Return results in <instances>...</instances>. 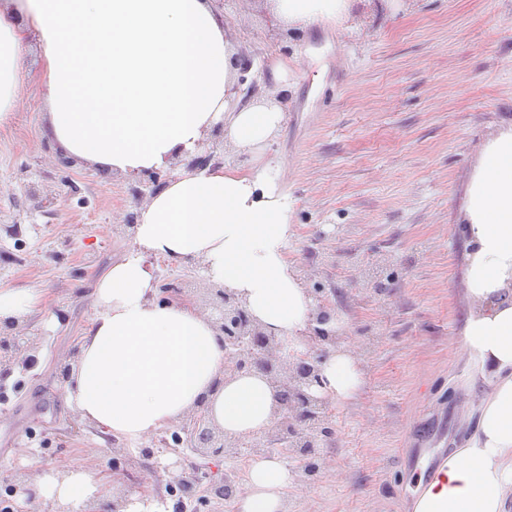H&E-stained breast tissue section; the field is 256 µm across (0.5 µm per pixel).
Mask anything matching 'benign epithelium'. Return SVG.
I'll return each mask as SVG.
<instances>
[{"instance_id": "7a95c632", "label": "benign epithelium", "mask_w": 512, "mask_h": 512, "mask_svg": "<svg viewBox=\"0 0 512 512\" xmlns=\"http://www.w3.org/2000/svg\"><path fill=\"white\" fill-rule=\"evenodd\" d=\"M168 299L195 300L196 290L183 283L162 289ZM313 300L312 320L297 334L304 350L294 347V340L267 331L246 309L243 301L226 288L207 289L210 295V317L224 336V351L232 362L231 374L259 371L277 388L278 405L273 425L246 436H228L213 424L200 408L182 419L170 436H162L167 449L182 444L207 457H226L243 451L262 454L269 448L288 450L300 460L315 457L324 438L331 432L329 402L312 393L320 384L324 346L338 347L341 337L330 326L333 316L328 296L322 288H309ZM19 319L0 321V371L15 366L26 370L33 361L28 351L33 342L22 333ZM6 495L0 494V512H28L24 506L36 499L34 486L21 479L1 482Z\"/></svg>"}]
</instances>
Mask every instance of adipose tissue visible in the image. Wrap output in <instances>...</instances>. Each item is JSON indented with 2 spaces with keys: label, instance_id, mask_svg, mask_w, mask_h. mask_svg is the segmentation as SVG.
<instances>
[{
  "label": "adipose tissue",
  "instance_id": "1",
  "mask_svg": "<svg viewBox=\"0 0 512 512\" xmlns=\"http://www.w3.org/2000/svg\"><path fill=\"white\" fill-rule=\"evenodd\" d=\"M284 28L306 31L347 20L356 0H267ZM41 68L28 64L31 45ZM243 52L211 0H0V122L42 88L47 133L75 161L136 177L193 154L216 126L255 152L277 134L274 97L288 70H270L272 95L240 103ZM287 171L242 173L209 165L173 176L140 207L133 247L93 284L94 313L82 330L66 402L85 422L144 443L204 409L225 434L273 423L276 390L261 373L226 375L224 338L193 302L161 300L152 262L198 264L209 284L241 298L266 330H304L312 300L288 261L295 234ZM466 293L471 308L462 356L483 385L466 447L435 469L413 512H512V128L482 151L469 187ZM317 395L351 399L363 380L353 348L332 349ZM296 476L279 456L252 458L239 512H286ZM45 499L104 512H166L150 494L69 464L41 476Z\"/></svg>",
  "mask_w": 512,
  "mask_h": 512
}]
</instances>
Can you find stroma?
Instances as JSON below:
<instances>
[{
    "label": "stroma",
    "instance_id": "1",
    "mask_svg": "<svg viewBox=\"0 0 512 512\" xmlns=\"http://www.w3.org/2000/svg\"><path fill=\"white\" fill-rule=\"evenodd\" d=\"M253 64L288 65L281 130L261 153L224 146L244 171L283 165L296 236L288 258L305 286L324 288L336 332L364 373L350 400L330 405L317 458L286 457L292 512H413L423 479L465 447L478 389L458 358L465 293L468 189L483 147L512 127V0H359L343 25L290 36L263 0H217ZM0 126V285L47 294L25 318L36 342L28 370L0 377V480L57 463L152 486L182 512H237L209 498L248 457L213 460L186 447L153 458L83 422L65 402L92 314L94 278L132 245L137 177L68 162L44 133L41 91ZM188 481L181 498L174 478Z\"/></svg>",
    "mask_w": 512,
    "mask_h": 512
}]
</instances>
